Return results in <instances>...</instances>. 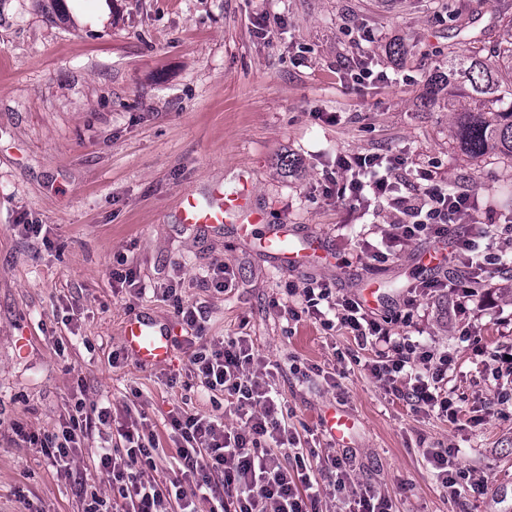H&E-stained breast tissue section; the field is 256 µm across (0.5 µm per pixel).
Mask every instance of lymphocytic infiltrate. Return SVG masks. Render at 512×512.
I'll return each instance as SVG.
<instances>
[{
	"label": "lymphocytic infiltrate",
	"instance_id": "lymphocytic-infiltrate-1",
	"mask_svg": "<svg viewBox=\"0 0 512 512\" xmlns=\"http://www.w3.org/2000/svg\"><path fill=\"white\" fill-rule=\"evenodd\" d=\"M400 158L376 153L343 157L335 171L324 177L326 196L358 204L376 205L390 215L387 242L452 240L467 259L465 278L454 285L431 279L430 291L453 287L461 301L473 300L489 267L504 268L503 250L481 248L483 234L512 241V219L482 232L475 227L470 193L439 184L433 173L419 169L416 180L406 182L396 172ZM299 314L324 326L349 329L361 347L375 358L370 372L387 394L454 421L458 410L448 393L451 353L427 349L398 334L391 320L374 318L360 301L339 296L328 283L306 282L299 293ZM176 313L193 334L190 375L203 387L224 395L230 412L238 417L228 425L223 415L173 412L169 415L171 439L180 463L175 478L157 481L152 476L161 458L153 433L137 421L113 426L109 408L77 399L67 409L61 433L36 437L16 426L22 441L39 442L58 476L72 484L82 500V512H317L318 481L312 480L307 457L296 435L279 416L277 398L265 373V362L245 336L197 344L203 312L193 305H177ZM117 435L113 447L99 448L98 470L112 485L111 498L99 496L73 467L74 455L92 435ZM288 453L293 468H284L281 453Z\"/></svg>",
	"mask_w": 512,
	"mask_h": 512
}]
</instances>
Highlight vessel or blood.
Here are the masks:
<instances>
[{
    "label": "vessel or blood",
    "mask_w": 512,
    "mask_h": 512,
    "mask_svg": "<svg viewBox=\"0 0 512 512\" xmlns=\"http://www.w3.org/2000/svg\"><path fill=\"white\" fill-rule=\"evenodd\" d=\"M248 187L227 193L216 187L208 198L188 192L182 197L179 222L185 227L199 230L212 224L230 225L232 231L244 241L254 242L268 255L296 267L306 266L310 257L323 254V241L317 234H309L301 248L293 246V228L288 224L272 226L260 236L252 227L264 223ZM122 339L127 350L145 366L165 363L171 356V330L143 317L127 318L122 326Z\"/></svg>",
    "instance_id": "obj_1"
}]
</instances>
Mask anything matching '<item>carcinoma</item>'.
Instances as JSON below:
<instances>
[{
	"instance_id": "1",
	"label": "carcinoma",
	"mask_w": 512,
	"mask_h": 512,
	"mask_svg": "<svg viewBox=\"0 0 512 512\" xmlns=\"http://www.w3.org/2000/svg\"><path fill=\"white\" fill-rule=\"evenodd\" d=\"M448 92L451 134L474 157H499L512 165V18L494 42L469 39L448 59V73L431 79L426 102Z\"/></svg>"
}]
</instances>
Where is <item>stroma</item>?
Listing matches in <instances>:
<instances>
[{"label":"stroma","instance_id":"35a3bbf8","mask_svg":"<svg viewBox=\"0 0 512 512\" xmlns=\"http://www.w3.org/2000/svg\"><path fill=\"white\" fill-rule=\"evenodd\" d=\"M0 0V512H81L41 449L14 427L61 432L76 399L141 412L166 456L177 450L176 408H216L194 388L174 303L204 310L206 340L250 337L288 422L320 434L310 464L348 453L352 480L393 512H512V406L475 346L512 345V277L488 269L493 301L448 315L451 296L422 289L415 240L385 261L386 209L363 213L327 199L322 177L337 155L402 158L470 191L478 220L512 215V168L463 153L447 101L421 111L426 80L448 69L457 27L493 40L512 0ZM372 58L386 80L356 83ZM294 159L281 166L282 157ZM246 176L268 223L321 235L332 256L296 270L249 249L226 226L183 228L180 201ZM226 266L232 284L211 278ZM133 271L137 290L118 273ZM325 280L360 296L377 284V318L413 311L402 336L454 352L452 424L391 399L372 377L370 352L350 333L285 315L290 291ZM175 285L179 297L162 294ZM169 324L170 359L156 367L123 350L127 317ZM354 421L347 442L322 435V417ZM447 450L467 474L442 487L428 449Z\"/></svg>","mask_w":512,"mask_h":512}]
</instances>
